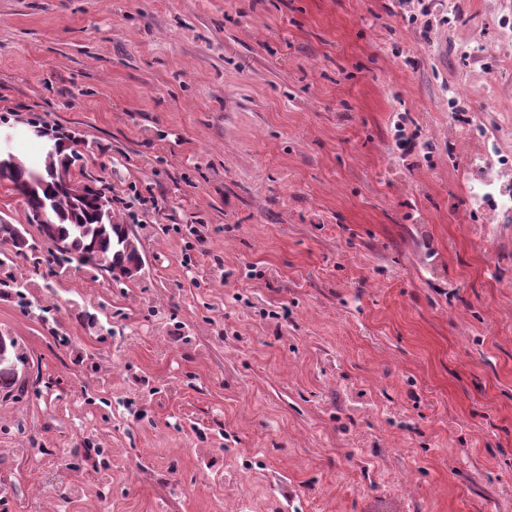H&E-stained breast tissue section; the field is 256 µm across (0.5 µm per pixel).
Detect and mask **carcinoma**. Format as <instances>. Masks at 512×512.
Returning a JSON list of instances; mask_svg holds the SVG:
<instances>
[{
  "label": "carcinoma",
  "mask_w": 512,
  "mask_h": 512,
  "mask_svg": "<svg viewBox=\"0 0 512 512\" xmlns=\"http://www.w3.org/2000/svg\"><path fill=\"white\" fill-rule=\"evenodd\" d=\"M69 140L68 135L57 138L62 148L45 150L42 166L32 167L18 159L0 178L22 196L27 218L47 204L52 220L42 232L44 245L27 241L15 252H0V288L19 287L12 272L18 256L29 262L33 274L44 279L61 274L65 265L74 262L106 272L116 266L143 263L127 225L116 222L112 214L100 220L99 202L109 198L105 189L96 186L89 193L83 181L61 178L60 173L71 171L80 159V154L66 145ZM36 175L40 184L32 188Z\"/></svg>",
  "instance_id": "1"
}]
</instances>
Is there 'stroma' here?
I'll list each match as a JSON object with an SVG mask.
<instances>
[{
	"label": "stroma",
	"mask_w": 512,
	"mask_h": 512,
	"mask_svg": "<svg viewBox=\"0 0 512 512\" xmlns=\"http://www.w3.org/2000/svg\"><path fill=\"white\" fill-rule=\"evenodd\" d=\"M506 114L512 0H0V131L144 260L17 259L0 512H512V220L448 133Z\"/></svg>",
	"instance_id": "obj_1"
}]
</instances>
